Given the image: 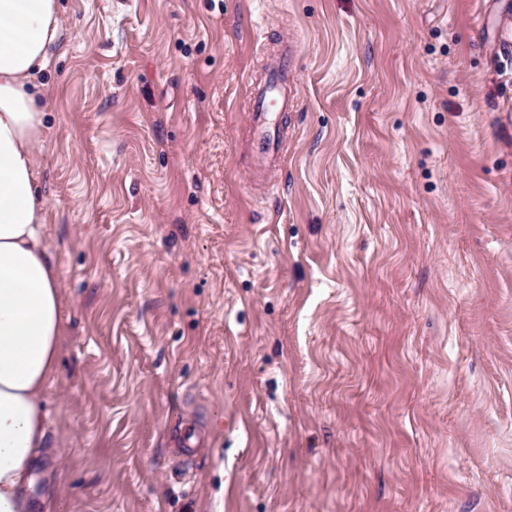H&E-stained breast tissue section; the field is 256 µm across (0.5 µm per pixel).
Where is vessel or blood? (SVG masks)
<instances>
[{
	"instance_id": "obj_1",
	"label": "vessel or blood",
	"mask_w": 512,
	"mask_h": 512,
	"mask_svg": "<svg viewBox=\"0 0 512 512\" xmlns=\"http://www.w3.org/2000/svg\"><path fill=\"white\" fill-rule=\"evenodd\" d=\"M293 82L290 63L284 58L269 70L264 80L252 84L246 92L253 123V148L261 166L273 167L281 160L280 135L272 116L293 108Z\"/></svg>"
}]
</instances>
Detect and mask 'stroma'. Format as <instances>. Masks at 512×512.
I'll use <instances>...</instances> for the list:
<instances>
[{
	"label": "stroma",
	"instance_id": "obj_1",
	"mask_svg": "<svg viewBox=\"0 0 512 512\" xmlns=\"http://www.w3.org/2000/svg\"><path fill=\"white\" fill-rule=\"evenodd\" d=\"M60 5L61 512H512V0ZM288 55L273 66L264 80L246 90L253 123V148L260 166L275 167L281 160L279 130L273 123L276 112H288L295 104Z\"/></svg>",
	"mask_w": 512,
	"mask_h": 512
}]
</instances>
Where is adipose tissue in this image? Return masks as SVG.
Instances as JSON below:
<instances>
[{"mask_svg": "<svg viewBox=\"0 0 512 512\" xmlns=\"http://www.w3.org/2000/svg\"><path fill=\"white\" fill-rule=\"evenodd\" d=\"M60 12L59 0H0V512H50L33 487L50 451L62 297L44 236L35 79L64 37Z\"/></svg>", "mask_w": 512, "mask_h": 512, "instance_id": "obj_1", "label": "adipose tissue"}]
</instances>
